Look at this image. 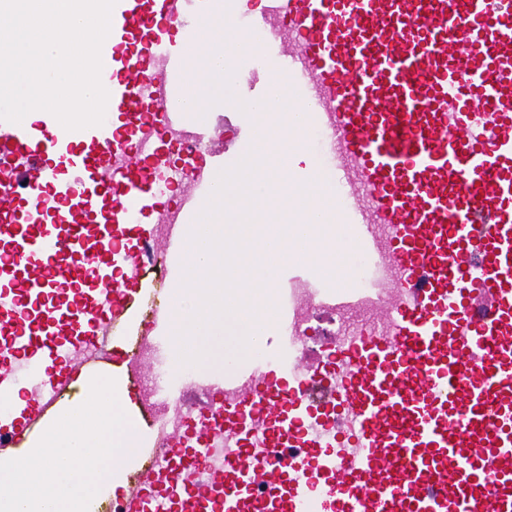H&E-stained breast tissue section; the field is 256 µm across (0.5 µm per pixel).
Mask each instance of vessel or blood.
Masks as SVG:
<instances>
[{"instance_id": "b4317fda", "label": "vessel or blood", "mask_w": 512, "mask_h": 512, "mask_svg": "<svg viewBox=\"0 0 512 512\" xmlns=\"http://www.w3.org/2000/svg\"><path fill=\"white\" fill-rule=\"evenodd\" d=\"M261 2L117 0L102 125L0 121V460L166 324L138 258L180 263L211 169L252 152L250 112L184 135L186 55L220 12L210 50L239 100L278 82L304 105L337 223L402 290L375 309L384 333L315 364L289 356L280 312L265 363L219 383L223 412L178 431L147 417L122 512H512V0ZM246 33L261 41L242 58Z\"/></svg>"}]
</instances>
